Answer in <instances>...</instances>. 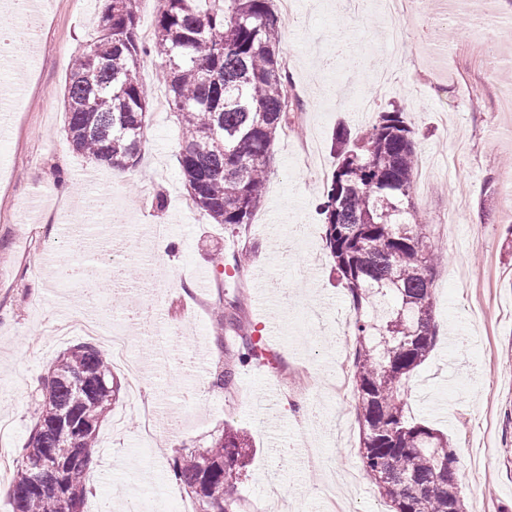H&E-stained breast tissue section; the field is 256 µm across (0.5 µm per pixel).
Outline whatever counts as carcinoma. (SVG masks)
<instances>
[{"mask_svg":"<svg viewBox=\"0 0 512 512\" xmlns=\"http://www.w3.org/2000/svg\"><path fill=\"white\" fill-rule=\"evenodd\" d=\"M152 37L139 33V0H107L93 48L73 59L64 92L73 149L110 166L136 165L149 91L144 59L161 60L179 123L178 164L193 205L232 231L262 206L274 145L294 102L276 53L280 24L271 0H159ZM336 168L316 210L354 313V389L367 475L393 512H465L448 439L406 419L407 380L437 338L433 296L438 255L410 195L418 169L404 113H380L370 128L335 136ZM237 360L263 359L265 345L241 337ZM112 364L91 343L56 359L36 398L34 425L11 479L12 512H80L85 449L112 411ZM253 453L250 437L224 426L211 447L179 456L177 483L197 486L198 512H241L233 489Z\"/></svg>","mask_w":512,"mask_h":512,"instance_id":"obj_1","label":"carcinoma"}]
</instances>
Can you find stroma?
Listing matches in <instances>:
<instances>
[{"label": "stroma", "instance_id": "1", "mask_svg": "<svg viewBox=\"0 0 512 512\" xmlns=\"http://www.w3.org/2000/svg\"><path fill=\"white\" fill-rule=\"evenodd\" d=\"M450 2L426 0L400 47L387 38L389 21L376 0H366L360 16L344 0H300L299 25L283 31L277 51L292 59L288 70L305 110L298 129L277 140L262 206L246 229L231 232L208 223L189 201L171 111L151 109L140 160L126 180L113 181L109 168L73 150L65 132L66 79L73 56L96 40L104 4L92 0L81 11L71 0H54L51 44L30 71L41 93L21 100L23 134L0 140V173L15 185L12 196L0 197V420L11 423L9 460L26 446L31 403L52 362L80 342L56 340L53 326L67 315L61 294L76 301L87 286H64L40 263L48 252L75 264L90 255L83 240L61 236L47 213L29 207L35 191H58L63 176L75 193L92 186L111 197L126 233L168 225L171 247L159 263L165 280L150 289L166 321L188 334L174 358L141 326L125 327L146 398L163 402L158 441L138 447L139 421L119 399L112 413L125 415V431L113 435L111 421L103 422L83 512H123L130 500L139 512H180L192 497L173 478V460L210 447L228 423L244 429L256 449L236 485L246 507L274 498L278 512H336L346 501L353 512H391L369 476L354 490L342 479L345 468L362 465L355 393L331 387L343 352L336 329L353 312L333 279L316 211L324 185L309 182L296 152L316 139L319 162L334 170L336 130L358 133L396 106L424 161L450 150L452 135L464 142L446 173L412 191L429 242L446 259L434 275L439 336L409 378L410 414L454 449L467 512L482 502L491 512H512V416L502 413L512 402V198L502 189L512 177V0H488L495 22L479 37ZM381 61L398 69L400 85L374 81ZM362 95L375 100L374 113L355 111ZM447 213L457 221L444 230L438 219ZM243 247L251 268L266 267L267 274L241 286L225 274L224 256ZM237 294L239 316L257 336L265 330L255 298L274 300L281 334L269 349L276 364L240 367L234 386L221 389L213 373L236 353L237 341L215 332L214 320L219 303ZM199 350L207 353L200 368Z\"/></svg>", "mask_w": 512, "mask_h": 512}]
</instances>
